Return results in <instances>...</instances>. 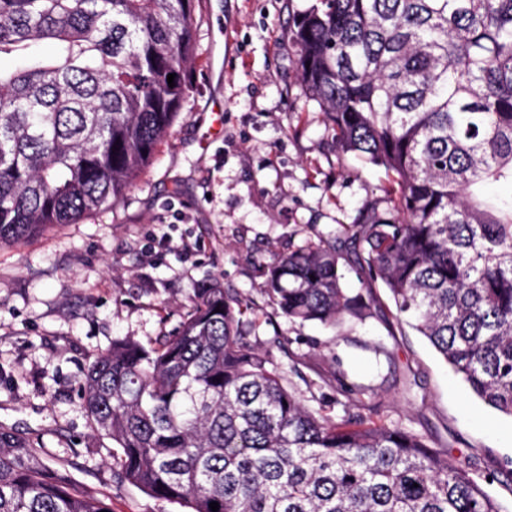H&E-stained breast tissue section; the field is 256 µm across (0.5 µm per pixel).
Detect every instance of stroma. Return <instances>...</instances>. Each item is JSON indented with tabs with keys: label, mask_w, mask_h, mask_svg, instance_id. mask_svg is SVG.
I'll return each instance as SVG.
<instances>
[{
	"label": "stroma",
	"mask_w": 512,
	"mask_h": 512,
	"mask_svg": "<svg viewBox=\"0 0 512 512\" xmlns=\"http://www.w3.org/2000/svg\"><path fill=\"white\" fill-rule=\"evenodd\" d=\"M310 3L198 0L188 95L133 186L74 223L0 245V428L30 437L112 512H185L121 480L115 445L93 432L79 393L114 339L154 345L216 281L246 304L251 344L310 410L402 422L451 459L496 472L486 490L512 512V419L397 324L382 284L378 318L334 328L288 320L263 291L264 266L352 224L389 186L383 169L337 149L305 95L288 30Z\"/></svg>",
	"instance_id": "35a3bbf8"
}]
</instances>
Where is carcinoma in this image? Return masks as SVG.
I'll return each instance as SVG.
<instances>
[{
  "label": "carcinoma",
  "mask_w": 512,
  "mask_h": 512,
  "mask_svg": "<svg viewBox=\"0 0 512 512\" xmlns=\"http://www.w3.org/2000/svg\"><path fill=\"white\" fill-rule=\"evenodd\" d=\"M197 0H0V244L120 199L187 97ZM288 37L336 146L391 179L332 239L267 266L290 321L395 319L484 404L512 417V0H314ZM43 40L56 54L30 49ZM175 75L169 87L168 75ZM214 282L154 347L125 337L89 365L81 400L130 484L190 512H504L469 468L399 423L309 410L242 335ZM0 512H112L0 428Z\"/></svg>",
  "instance_id": "cac0c4a2"
}]
</instances>
